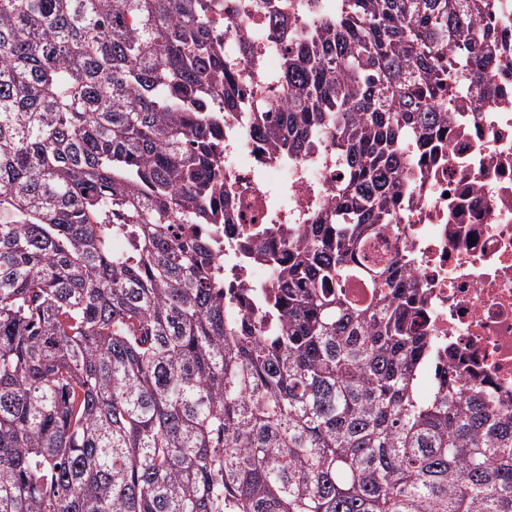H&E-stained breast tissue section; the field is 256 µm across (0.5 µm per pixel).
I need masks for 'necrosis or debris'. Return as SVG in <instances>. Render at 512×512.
<instances>
[{"label":"necrosis or debris","instance_id":"necrosis-or-debris-1","mask_svg":"<svg viewBox=\"0 0 512 512\" xmlns=\"http://www.w3.org/2000/svg\"><path fill=\"white\" fill-rule=\"evenodd\" d=\"M261 2L214 0L217 18L233 23L231 32L219 28L215 36L249 103L265 98L282 54ZM242 39L249 55L236 52ZM222 128L235 212L231 223L202 224L198 231L218 241L217 263L236 272L239 287L262 288L269 284L267 268H242L240 240L258 235L276 245L277 236L263 231L271 216L296 220L326 207L336 166L329 154L288 164L256 135L249 109L229 113ZM401 200L404 219L378 234L376 247L401 257L436 348L453 347L466 382L512 407V92L478 118L452 121L444 149L412 171Z\"/></svg>","mask_w":512,"mask_h":512}]
</instances>
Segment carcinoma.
<instances>
[{"instance_id":"carcinoma-1","label":"carcinoma","mask_w":512,"mask_h":512,"mask_svg":"<svg viewBox=\"0 0 512 512\" xmlns=\"http://www.w3.org/2000/svg\"><path fill=\"white\" fill-rule=\"evenodd\" d=\"M266 5L292 47L259 134L340 177L283 254L243 240L274 274L245 299L195 228L245 107L207 0H0V512H512V411L452 350L418 392L431 338L374 244L445 97L491 104L496 0H336L299 32Z\"/></svg>"}]
</instances>
